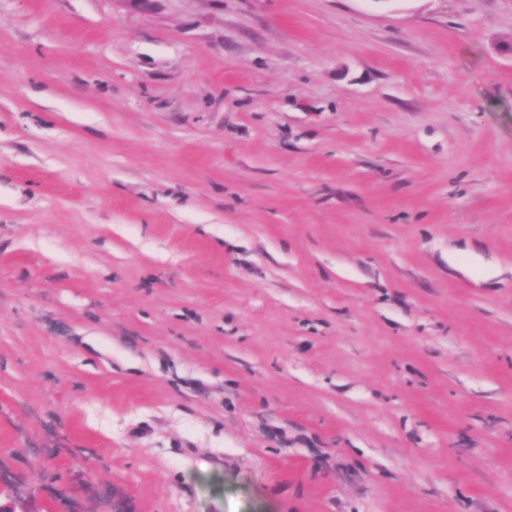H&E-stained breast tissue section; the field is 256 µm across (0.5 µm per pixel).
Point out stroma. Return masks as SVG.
Segmentation results:
<instances>
[{
	"label": "stroma",
	"instance_id": "stroma-1",
	"mask_svg": "<svg viewBox=\"0 0 512 512\" xmlns=\"http://www.w3.org/2000/svg\"><path fill=\"white\" fill-rule=\"evenodd\" d=\"M0 501L512 512V0H0Z\"/></svg>",
	"mask_w": 512,
	"mask_h": 512
}]
</instances>
